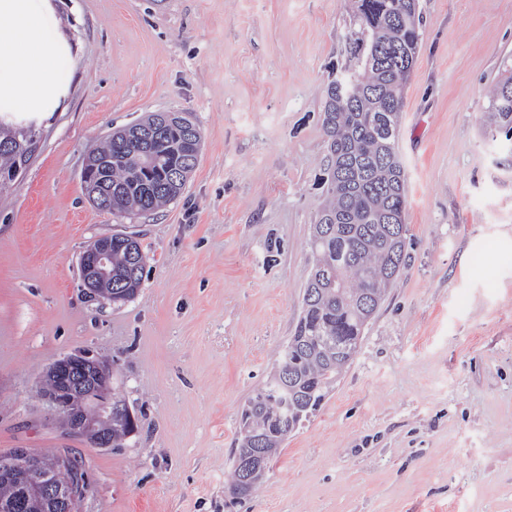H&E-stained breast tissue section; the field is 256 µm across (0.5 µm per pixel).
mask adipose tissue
<instances>
[{
  "label": "adipose tissue",
  "mask_w": 512,
  "mask_h": 512,
  "mask_svg": "<svg viewBox=\"0 0 512 512\" xmlns=\"http://www.w3.org/2000/svg\"><path fill=\"white\" fill-rule=\"evenodd\" d=\"M30 0H0V107L34 112L71 69Z\"/></svg>",
  "instance_id": "1"
}]
</instances>
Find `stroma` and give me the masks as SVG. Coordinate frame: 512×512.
Wrapping results in <instances>:
<instances>
[{"label":"stroma","mask_w":512,"mask_h":512,"mask_svg":"<svg viewBox=\"0 0 512 512\" xmlns=\"http://www.w3.org/2000/svg\"><path fill=\"white\" fill-rule=\"evenodd\" d=\"M73 62L25 170L0 191V456L75 459L82 512H512V152L484 95L512 67V0H418L405 86V266L321 408L259 491L224 494L246 401L302 310L328 164L322 95L349 56L346 0H34ZM198 126L179 197L93 205L81 173L150 112ZM136 236L143 284L83 290L95 239ZM88 350L138 419L120 448L64 429L40 390Z\"/></svg>","instance_id":"35a3bbf8"}]
</instances>
